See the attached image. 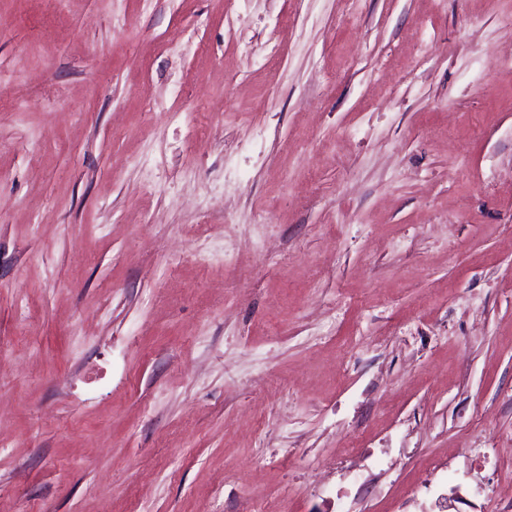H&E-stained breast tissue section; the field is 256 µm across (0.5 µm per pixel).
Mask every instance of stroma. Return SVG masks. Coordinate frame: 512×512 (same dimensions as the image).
<instances>
[{
  "mask_svg": "<svg viewBox=\"0 0 512 512\" xmlns=\"http://www.w3.org/2000/svg\"><path fill=\"white\" fill-rule=\"evenodd\" d=\"M512 0H0V512H512Z\"/></svg>",
  "mask_w": 512,
  "mask_h": 512,
  "instance_id": "obj_1",
  "label": "stroma"
}]
</instances>
